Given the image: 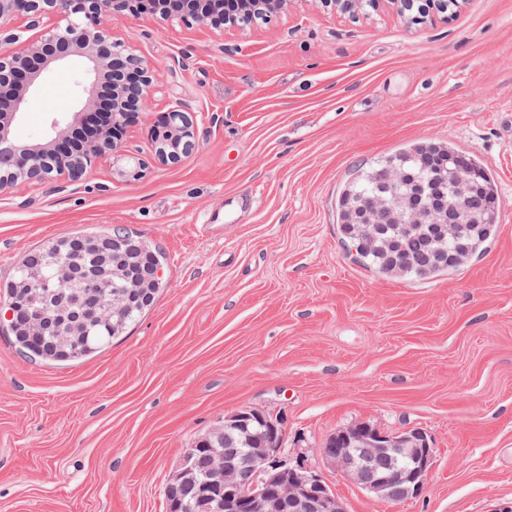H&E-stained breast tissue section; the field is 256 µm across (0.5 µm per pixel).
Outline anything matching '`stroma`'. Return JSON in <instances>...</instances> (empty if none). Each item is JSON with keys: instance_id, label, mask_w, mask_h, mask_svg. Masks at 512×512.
I'll return each mask as SVG.
<instances>
[{"instance_id": "stroma-1", "label": "stroma", "mask_w": 512, "mask_h": 512, "mask_svg": "<svg viewBox=\"0 0 512 512\" xmlns=\"http://www.w3.org/2000/svg\"><path fill=\"white\" fill-rule=\"evenodd\" d=\"M112 34L151 65V110L80 180L0 191V282L48 240L122 228L160 251L167 285L126 336L64 365L20 353L0 302V512H166L185 448L243 407L281 421L347 512L512 502V0L426 27L290 0L248 28L143 15ZM82 81L76 64L45 73L19 137L73 112ZM173 109L196 147L162 164L153 127ZM428 140L486 168L499 224L456 270L385 278L348 256L337 196L358 164ZM359 422L427 433L417 497L322 460Z\"/></svg>"}]
</instances>
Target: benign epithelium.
Returning <instances> with one entry per match:
<instances>
[{
    "mask_svg": "<svg viewBox=\"0 0 512 512\" xmlns=\"http://www.w3.org/2000/svg\"><path fill=\"white\" fill-rule=\"evenodd\" d=\"M288 0H237L238 16L261 14L272 18ZM150 13L177 19L207 31H222L236 18L224 16V0H0V18L20 15L28 27L43 18L61 15L63 27L42 30L17 50L0 52V189L46 179L77 180L104 156L118 151L124 130L150 111L153 83L151 67L124 44L112 38V19ZM84 62L87 81L78 110L67 118H52L51 133L41 142H25L16 127L28 95L44 72L65 62ZM110 79L112 110L85 141L73 140V128L95 115L102 97V82ZM166 141L155 144V156L175 163L195 147L194 119L174 109L161 117ZM103 317L99 303L79 299L59 309L60 318L71 315ZM271 443L244 453L226 448L212 459L215 475L206 489L224 488V508L236 501L252 512H346L342 502L321 477L292 463L282 448L283 433L275 420L267 423ZM346 447L322 448V459L364 490L390 502L397 484L408 483L407 495L421 493L432 464L427 435L420 429L384 433L368 424L341 431Z\"/></svg>",
    "mask_w": 512,
    "mask_h": 512,
    "instance_id": "1",
    "label": "benign epithelium"
}]
</instances>
